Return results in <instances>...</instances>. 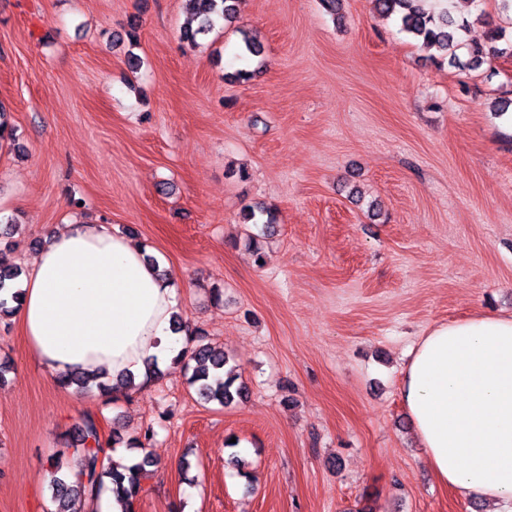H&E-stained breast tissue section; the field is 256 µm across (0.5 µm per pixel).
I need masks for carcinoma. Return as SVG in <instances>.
I'll list each match as a JSON object with an SVG mask.
<instances>
[{
  "label": "carcinoma",
  "mask_w": 512,
  "mask_h": 512,
  "mask_svg": "<svg viewBox=\"0 0 512 512\" xmlns=\"http://www.w3.org/2000/svg\"><path fill=\"white\" fill-rule=\"evenodd\" d=\"M193 4V16L199 19L197 27L187 23L183 29V39L196 47L199 41L212 33L220 23H232L237 16L238 0H188ZM381 14L397 16L402 29L422 42L426 48H435L448 56L451 66H472L478 68L497 58L512 56V42L500 45L502 33L497 29L487 32L484 42L468 47V62L464 63L457 55L461 46L460 32L468 26L463 19L455 22L448 18L445 10L436 11L427 8V0H376ZM18 269H0V316L11 315L17 309L23 296ZM172 363L191 371L189 384L194 386L199 397L206 401H216L224 406L246 397V388L235 385V369L228 367L229 357L222 350L213 348L204 342L197 332H189L188 347L176 356ZM64 388H74L83 393L97 388L107 391L106 383L100 377L86 376L82 373H67L58 379ZM153 431L147 429L143 434L128 440L127 447L143 451L141 458L119 471L105 464V442L103 441L96 419L85 415L75 427L69 445L76 458V469L63 471L58 460L48 458L51 475L53 512H81L82 501L95 497L112 484V493L125 500L129 512H134L135 502L151 477L152 461L144 450L150 444Z\"/></svg>",
  "instance_id": "obj_1"
}]
</instances>
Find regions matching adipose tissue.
Listing matches in <instances>:
<instances>
[{
    "instance_id": "1",
    "label": "adipose tissue",
    "mask_w": 512,
    "mask_h": 512,
    "mask_svg": "<svg viewBox=\"0 0 512 512\" xmlns=\"http://www.w3.org/2000/svg\"><path fill=\"white\" fill-rule=\"evenodd\" d=\"M16 316L45 371L143 378L186 347L176 292L127 236L70 224L45 238ZM437 480L478 500L512 501V316L480 314L421 336L400 386Z\"/></svg>"
}]
</instances>
